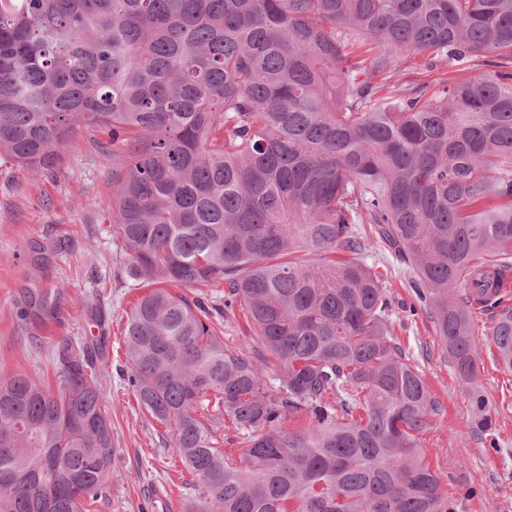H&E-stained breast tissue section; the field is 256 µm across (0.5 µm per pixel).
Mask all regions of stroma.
Listing matches in <instances>:
<instances>
[{"label":"stroma","instance_id":"1","mask_svg":"<svg viewBox=\"0 0 512 512\" xmlns=\"http://www.w3.org/2000/svg\"><path fill=\"white\" fill-rule=\"evenodd\" d=\"M396 67L405 84L491 70L485 62L430 65L421 58L397 59ZM111 148L107 133L84 128L39 173L0 158V377L22 370L54 384L58 344L104 341L102 387L117 451L112 493L98 512H182L201 490L188 485V472L161 442L163 426L138 406L125 377L124 328L145 290L112 241ZM367 261L386 274L395 332L443 406L424 436L423 458L444 477L453 512H512V374L499 369L485 343L489 316L477 321L476 337L480 383L496 415L491 431L479 432L433 323L417 308L409 268L381 247Z\"/></svg>","mask_w":512,"mask_h":512}]
</instances>
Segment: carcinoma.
Segmentation results:
<instances>
[{"instance_id":"1","label":"carcinoma","mask_w":512,"mask_h":512,"mask_svg":"<svg viewBox=\"0 0 512 512\" xmlns=\"http://www.w3.org/2000/svg\"><path fill=\"white\" fill-rule=\"evenodd\" d=\"M490 51L440 91L397 80L401 54ZM83 127L112 137V236L149 288L128 385L202 484L184 512H451L422 458L442 406L365 257L379 241L411 265L489 430L473 313L512 373V0H0V156L36 171ZM235 306L252 355L214 325ZM98 355L62 348L53 388L0 378V512L110 496ZM228 421H226V427L224 428V421L222 422V426L217 428V432L220 434V448H227L229 452L234 453V459L238 465H244L241 462V458L247 448V444H244V438L242 435H239L237 431L231 429L229 426L227 427Z\"/></svg>"}]
</instances>
